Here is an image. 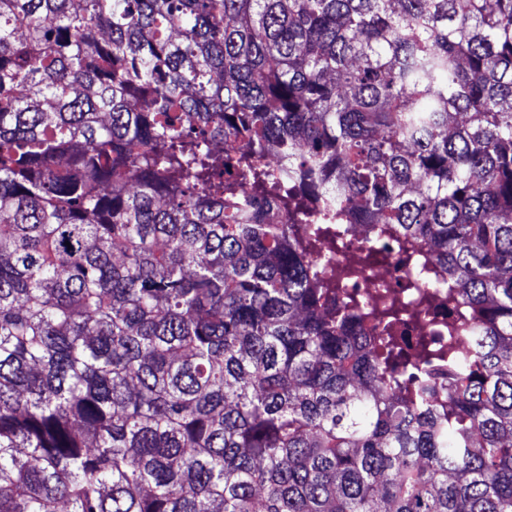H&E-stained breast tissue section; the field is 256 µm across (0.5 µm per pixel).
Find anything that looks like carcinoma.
<instances>
[{"instance_id": "1", "label": "carcinoma", "mask_w": 512, "mask_h": 512, "mask_svg": "<svg viewBox=\"0 0 512 512\" xmlns=\"http://www.w3.org/2000/svg\"><path fill=\"white\" fill-rule=\"evenodd\" d=\"M0 512H512V0H0ZM344 240L349 246V250L338 252L328 270L331 274L339 272V268L346 263L351 254L364 255L370 250L381 249L388 241L383 239V235H376L374 232L364 231L358 224H351L348 232L344 235ZM409 254L392 253L389 261L374 268L367 280L357 283H347L342 288L352 291L359 288L365 299V308L368 309L374 303L383 289L404 301L413 316L405 321L402 328L406 339L405 349L416 358L421 357L420 346L417 340L421 336H429L433 342H439L447 335L448 324V288H434L424 301L414 294L409 283L418 276L424 275V267L428 262L425 251L414 245ZM425 308L430 315V321H426L421 310ZM446 326V331L441 330Z\"/></svg>"}]
</instances>
